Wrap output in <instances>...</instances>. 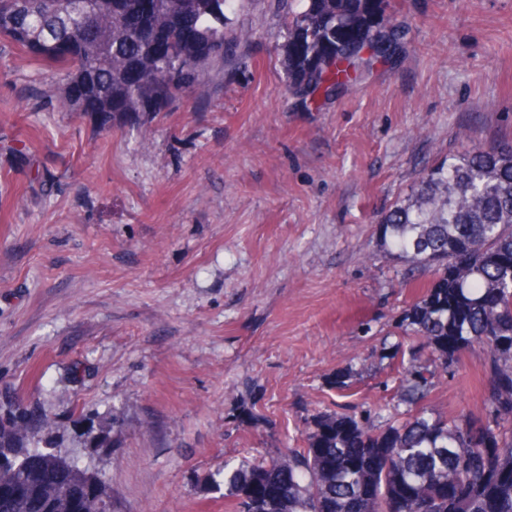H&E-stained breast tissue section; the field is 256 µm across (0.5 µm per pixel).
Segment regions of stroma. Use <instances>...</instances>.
<instances>
[{
	"mask_svg": "<svg viewBox=\"0 0 512 512\" xmlns=\"http://www.w3.org/2000/svg\"><path fill=\"white\" fill-rule=\"evenodd\" d=\"M386 16L390 57L304 101L277 0H246L236 60L113 119L61 111L0 39V389L116 419L96 461L116 512H230L225 462L301 446L321 412L396 418L417 291L379 224L459 137L512 138V0ZM488 369L478 344L433 368L426 413L485 417Z\"/></svg>",
	"mask_w": 512,
	"mask_h": 512,
	"instance_id": "stroma-1",
	"label": "stroma"
}]
</instances>
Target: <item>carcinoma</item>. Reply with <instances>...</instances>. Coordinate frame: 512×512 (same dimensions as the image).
Masks as SVG:
<instances>
[{
	"label": "carcinoma",
	"mask_w": 512,
	"mask_h": 512,
	"mask_svg": "<svg viewBox=\"0 0 512 512\" xmlns=\"http://www.w3.org/2000/svg\"><path fill=\"white\" fill-rule=\"evenodd\" d=\"M246 0H0V36L59 77L65 112H162L175 93L224 66L254 32L229 14ZM281 66L288 91L328 94L349 73L394 50L386 0H280ZM155 14L161 38L129 29ZM380 242L409 272L433 280L404 310L403 325L443 369L476 342L490 366L493 420L428 417L421 353L398 371L406 420L377 429L336 412L313 418L303 448L224 465L231 512H512V139L487 148L460 141L426 168L379 225ZM94 409L59 413L0 391V512H89L112 496L94 464L112 423Z\"/></svg>",
	"instance_id": "carcinoma-1"
}]
</instances>
